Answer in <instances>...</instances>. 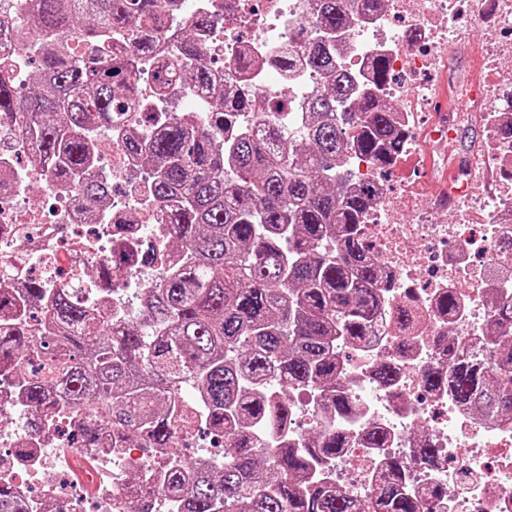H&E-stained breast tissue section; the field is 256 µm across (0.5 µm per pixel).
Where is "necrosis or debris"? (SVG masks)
<instances>
[{
	"mask_svg": "<svg viewBox=\"0 0 512 512\" xmlns=\"http://www.w3.org/2000/svg\"><path fill=\"white\" fill-rule=\"evenodd\" d=\"M171 13L168 0H156L172 40H179L190 21L208 14L211 28L204 39L206 59L227 82L267 97H287L284 112L250 117L249 125L276 123L297 135L306 120L304 102L320 83L314 71L301 69L285 82L267 63L277 53L297 48L291 33L307 17L305 0H181ZM481 25L484 36L474 51L492 82L473 99V120L487 137L473 149L457 175L461 188H448V144L453 128L439 86L454 75L448 58L462 44L461 18ZM0 26L11 37L0 41L11 77L26 87L40 52L43 34L31 22L29 0H13ZM349 46L340 64L358 81L367 80L369 62L378 53L394 77L382 89L396 106L403 133L400 159L414 162L425 174L424 186L392 191L387 180L364 158L352 159L350 180L370 181L379 201L363 229L369 250L385 267L390 282L370 344L353 348L352 395L362 415L346 422L350 438L336 459L316 469L318 481H336L352 497L374 501L384 475V459L406 462L410 491L439 485L445 497L434 512H512V424H489L459 404L448 390H430L425 374L440 363L439 337L482 335L490 294L512 288V137L504 133L498 104L512 98V0H384L380 12L360 21L344 35ZM263 60L260 68L238 70L242 54ZM160 54L135 63L137 98L126 104L112 127L96 129V172L110 185L111 203L97 223H89L72 191L53 182L49 162L31 157V146L18 125L0 121V268L13 272L15 288L37 278L50 288L81 290L91 307L107 303L113 316L146 325L143 288L158 283L179 257L169 250L166 212L149 194L153 173L127 156L126 130L168 118L188 104L198 131L210 130L211 97L176 82L165 97L155 93L154 74ZM41 185L50 209L29 205L30 190ZM454 293L457 312L441 315L440 296ZM393 359L399 368L395 390L372 378L374 364ZM78 419L68 412L44 415L41 432L27 425L0 424V483L26 497L32 506L54 501L56 512H132L126 473L153 470L156 462L130 449L115 455L107 448H83L77 440ZM385 429L386 456L372 454L362 436ZM439 450L436 465L415 458L420 439ZM89 457L97 466L87 481L98 487L87 504L82 483L71 476L72 460ZM86 481V482H87Z\"/></svg>",
	"mask_w": 512,
	"mask_h": 512,
	"instance_id": "4bbe7bcc",
	"label": "necrosis or debris"
}]
</instances>
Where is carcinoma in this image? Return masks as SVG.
Instances as JSON below:
<instances>
[{
	"label": "carcinoma",
	"mask_w": 512,
	"mask_h": 512,
	"mask_svg": "<svg viewBox=\"0 0 512 512\" xmlns=\"http://www.w3.org/2000/svg\"><path fill=\"white\" fill-rule=\"evenodd\" d=\"M309 2L324 40L306 47L305 63L323 84L293 141L277 125L246 128L245 115L281 105L215 81L202 53L206 16L194 18L170 65L155 74L161 91L178 79L217 103L211 134L195 129L193 115L174 112L163 128L125 138V151L156 170L151 193L168 211L174 242L191 254L144 289L150 334L105 308H86L68 288L38 282L26 289L27 306L41 320L33 329L0 288V374L14 379L32 431L43 411H69L85 416L78 428L84 448L106 440L114 453L138 448L172 457L154 484L134 473L136 512H157L156 485L175 512H433L442 494L439 487L409 491L399 460L386 462L370 507L309 480L319 461L347 444L338 421L360 414L342 346L371 340L385 275L362 234L375 186L349 187L343 160L359 155L386 171L402 142L379 96L391 79L384 55L372 58L365 86L337 65L335 34L378 11L382 0ZM31 12L45 35L39 76L22 99L10 75L0 76V119L16 120L53 163L54 179L75 184L78 202L93 212L108 191L95 176L88 129L112 126V100L135 89L133 57L103 51L105 42L112 29L128 26L133 49L150 53L167 39L165 23L152 0H31ZM70 32L100 48L97 59H74L60 39ZM481 342L487 357L466 338L449 339L424 383L447 388L489 423L512 421V298H494ZM374 376L395 389V366L380 362ZM288 387L317 394L327 427L298 443L282 436L260 454L258 438L288 423ZM201 423L224 435L223 460L175 458ZM366 445L383 454L386 433L373 428ZM0 512L32 510L1 484Z\"/></svg>",
	"instance_id": "obj_1"
}]
</instances>
